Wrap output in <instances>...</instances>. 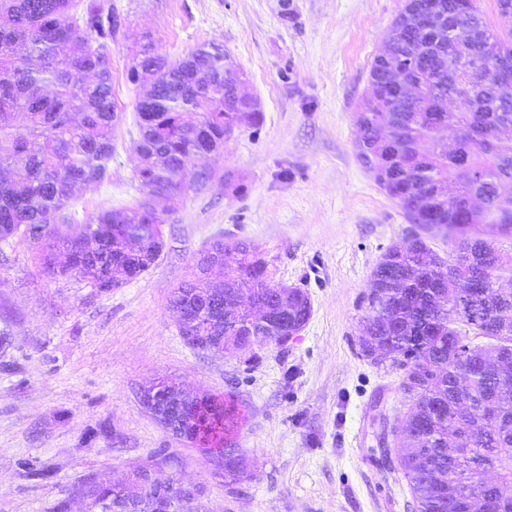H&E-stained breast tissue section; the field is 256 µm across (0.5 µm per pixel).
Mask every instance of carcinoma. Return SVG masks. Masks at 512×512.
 <instances>
[{
    "label": "carcinoma",
    "instance_id": "obj_1",
    "mask_svg": "<svg viewBox=\"0 0 512 512\" xmlns=\"http://www.w3.org/2000/svg\"><path fill=\"white\" fill-rule=\"evenodd\" d=\"M452 29L443 42L423 34L415 0L392 24L385 53L375 58L364 106L355 113L357 157L414 225L406 240L386 250L368 285V312L360 354L379 349L403 370L400 390L414 410L400 437V468L416 512H512V250L477 235L479 225L512 236V81L497 80L485 38L491 29L477 0L459 12L441 0ZM75 0H0V241L20 235L39 248L53 274L76 271L101 291L148 271L163 247L155 197L185 194L186 163L224 146V131L254 124L257 111L226 112L224 45L205 42L172 62L142 32L126 72L146 88L136 102L140 138L135 167L148 197L134 208L104 210L73 239L56 224L78 184L108 175L118 114L112 95L109 42L121 27L95 2L82 16ZM409 56L417 67L403 71ZM474 98L450 110L459 86ZM18 158L25 172L10 175ZM477 198L468 211L458 203ZM428 236H423L420 231ZM453 233L443 260L429 238ZM236 265L224 274L213 255ZM200 276L174 289L172 307L188 310L205 293L221 311L178 321L179 332L224 337V348L248 347L270 336L299 332L311 315L302 289L276 283L265 261L245 241L214 243L198 264ZM467 327L488 342L449 338ZM237 408L205 395L188 411L193 443L220 459L219 476L231 488L245 478L230 439ZM492 471L493 481L484 479ZM482 489L448 508V489ZM88 512H160L130 477L105 474L80 489ZM183 512H206L200 495H177Z\"/></svg>",
    "mask_w": 512,
    "mask_h": 512
}]
</instances>
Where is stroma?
Listing matches in <instances>:
<instances>
[{
  "instance_id": "stroma-1",
  "label": "stroma",
  "mask_w": 512,
  "mask_h": 512,
  "mask_svg": "<svg viewBox=\"0 0 512 512\" xmlns=\"http://www.w3.org/2000/svg\"><path fill=\"white\" fill-rule=\"evenodd\" d=\"M122 27L112 45L121 121L109 175L77 187L59 222L71 237L99 211L138 206L139 92L126 79L151 32L177 60L215 40L259 102L257 125L188 164L204 186L156 199L164 247L152 268L109 292L72 272L44 273L27 240L0 241V512H87L82 485L149 465L203 492L207 512H414L385 428L412 411L392 362L361 356L373 268L410 225L356 155L355 114L405 0H98ZM250 243L277 283L303 289L312 314L288 344L215 357L188 347L169 304L214 241ZM178 378L188 396L231 397L247 480L216 477V459L143 407L145 386ZM166 456H159V449ZM25 458L48 476H28Z\"/></svg>"
}]
</instances>
